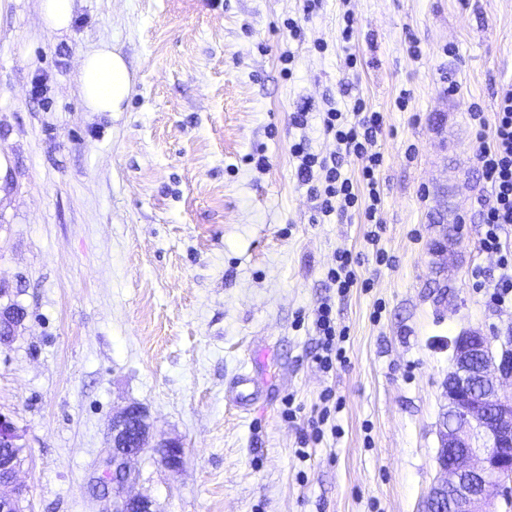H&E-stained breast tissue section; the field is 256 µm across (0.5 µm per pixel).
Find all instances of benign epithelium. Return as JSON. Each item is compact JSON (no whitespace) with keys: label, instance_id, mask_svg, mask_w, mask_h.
Listing matches in <instances>:
<instances>
[{"label":"benign epithelium","instance_id":"7a95c632","mask_svg":"<svg viewBox=\"0 0 512 512\" xmlns=\"http://www.w3.org/2000/svg\"><path fill=\"white\" fill-rule=\"evenodd\" d=\"M25 312L0 305V338L10 341L25 319ZM451 358L446 388L448 409L442 415L437 464L448 480L430 491L429 512H497L496 502L512 501V396L501 394L512 384V328L490 338L479 329L463 330L450 343ZM169 450L167 469L181 467L183 448L176 438L155 436L145 408L133 403L112 416V447L100 487L125 486L131 479L129 462L139 457L144 443ZM18 436L9 418L0 414V447L14 448ZM8 484L0 488V512H23L22 486L18 470L4 461ZM112 498V509L130 512L133 501H141L149 512L154 502L144 495L104 493Z\"/></svg>","mask_w":512,"mask_h":512}]
</instances>
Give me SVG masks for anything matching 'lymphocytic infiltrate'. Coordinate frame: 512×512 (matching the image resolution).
I'll use <instances>...</instances> for the list:
<instances>
[{
  "label": "lymphocytic infiltrate",
  "instance_id": "lymphocytic-infiltrate-1",
  "mask_svg": "<svg viewBox=\"0 0 512 512\" xmlns=\"http://www.w3.org/2000/svg\"><path fill=\"white\" fill-rule=\"evenodd\" d=\"M471 118L476 131V166L491 186V198L479 213L484 229L482 246L487 253L496 256L505 270L493 294L494 300L502 304L512 296V253L504 251L500 236L503 226L512 224V84L500 89L493 118H486L477 106L473 107ZM382 130V114L367 111L364 101L358 98L351 111L332 107L322 114V131L333 138L334 151L325 156L315 154L301 141L292 147L299 161L298 176L308 185L318 213L327 217L338 211H358L371 226L368 239L374 244L380 239L383 224L381 193L376 179V171L383 163V156L377 149ZM349 158L361 164L367 196H360L344 172V162ZM314 326L319 335L315 361L322 370H331L335 363L343 361L344 352L336 343V324L329 303H321L317 308Z\"/></svg>",
  "mask_w": 512,
  "mask_h": 512
}]
</instances>
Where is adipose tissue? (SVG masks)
<instances>
[{
    "instance_id": "adipose-tissue-1",
    "label": "adipose tissue",
    "mask_w": 512,
    "mask_h": 512,
    "mask_svg": "<svg viewBox=\"0 0 512 512\" xmlns=\"http://www.w3.org/2000/svg\"><path fill=\"white\" fill-rule=\"evenodd\" d=\"M81 87L89 111L119 112L131 94L133 81L123 56L104 44L85 55Z\"/></svg>"
}]
</instances>
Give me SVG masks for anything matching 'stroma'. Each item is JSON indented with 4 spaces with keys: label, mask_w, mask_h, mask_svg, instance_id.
Masks as SVG:
<instances>
[{
    "label": "stroma",
    "mask_w": 512,
    "mask_h": 512,
    "mask_svg": "<svg viewBox=\"0 0 512 512\" xmlns=\"http://www.w3.org/2000/svg\"><path fill=\"white\" fill-rule=\"evenodd\" d=\"M303 5L74 0L53 33L40 0H0V284L26 310L0 345V414L26 450V512L107 508L92 486L112 414L132 402L184 448L176 473L133 464L131 492L158 512H426L444 478L448 342L512 327V302L492 299L501 270L481 244L490 186L468 115H493L512 83V0ZM103 43L134 77L122 112L82 104L80 59ZM357 97L385 119L375 246L357 214L317 216L291 154L301 140L332 151L321 114ZM339 249L361 282L342 296L326 286ZM325 301L346 352L327 372L314 361ZM244 368L251 411L232 391Z\"/></svg>",
    "instance_id": "stroma-1"
}]
</instances>
